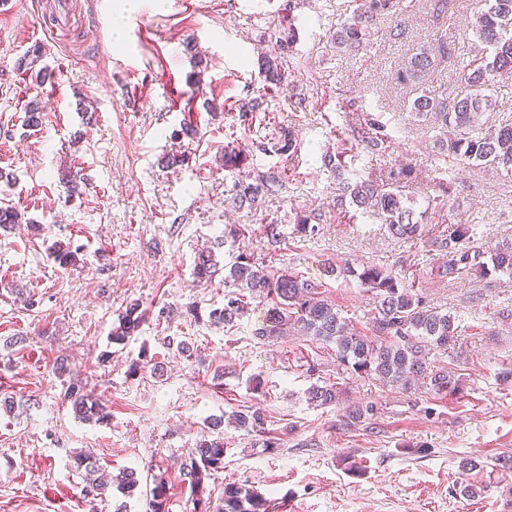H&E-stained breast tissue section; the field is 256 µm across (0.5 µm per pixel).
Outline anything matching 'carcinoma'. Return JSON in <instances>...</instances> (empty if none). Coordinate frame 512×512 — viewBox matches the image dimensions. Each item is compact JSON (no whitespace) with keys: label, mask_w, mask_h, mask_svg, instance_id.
<instances>
[{"label":"carcinoma","mask_w":512,"mask_h":512,"mask_svg":"<svg viewBox=\"0 0 512 512\" xmlns=\"http://www.w3.org/2000/svg\"><path fill=\"white\" fill-rule=\"evenodd\" d=\"M486 9L477 14L471 24L473 35L480 43L474 58L462 69L460 86L456 95L448 102L430 95L417 97L412 111L417 115L435 118L443 128L469 130V136L458 138L447 136L441 141V149L447 157L465 164L512 171V125L505 124L484 132L478 130L481 117L492 106V95L488 91L499 80L512 78V0H482ZM404 10L403 0H367L366 7L332 34L339 52L359 50L368 29L377 20L392 17ZM291 40L281 36L275 40L270 53L263 56L261 67L265 81L274 87L288 82L287 52ZM452 55L447 43L438 46L434 54L425 49L404 63L397 78L402 83L423 79L433 72L436 56ZM26 126L37 127L43 123L45 108L34 98L25 107ZM375 133L369 137L367 146L377 153L387 151V135L384 125L373 120ZM297 146L292 132H284L277 139L260 140L248 148L227 147L224 149V167L240 168L249 157L263 154H287ZM327 171L336 174L340 194V206L347 204L385 224L395 238H416L422 235L424 225L415 219V212L405 205L403 196L392 183H379L370 177L362 178L356 171L346 169L342 161L328 154L323 159ZM275 177L259 174L253 181H234L230 189L231 204L239 209L255 210L261 205L264 189ZM21 223L16 208L0 202V230H9ZM448 250L445 273L454 278L476 273L483 277L489 270L512 276V250L498 249L490 255V262L483 261L484 252L473 244V229L470 224H458L442 243ZM54 261L61 267L76 263L77 252L70 245L58 242L54 245ZM218 261L209 249L202 251L195 263L193 275L199 283H210L215 279ZM329 275L351 274L360 285L375 294L377 300L372 327L382 337L375 343L369 337L349 327L346 318L328 297L325 296L322 280L305 276L289 268L270 269L253 261L245 252L237 255L230 266L224 282L232 283L235 290L224 295V307L210 313L214 324L234 327L254 300H271L273 308L268 321L256 328L253 336L269 339L279 336H303L336 345V358L340 364L352 369L362 377H370L379 383L411 389L419 383L433 393L447 397L462 393V378L452 370L437 367L428 360L430 351L448 349L461 333L456 318L426 305L413 286L405 284L399 274L376 265H364L360 270L328 265ZM146 311L137 302L126 306L112 328V341L121 343L133 336L145 321ZM67 400L75 417L83 422L103 423L110 418L107 407L80 389L68 388ZM342 389L335 383L313 384L306 391L309 405L326 408L339 403ZM377 414L376 406L369 402L357 404L346 410L350 423L356 425ZM232 422L240 428L257 435L266 431V419L259 407L232 414ZM76 468L84 471L85 495L101 499L112 490L123 495L132 494L139 486L133 471H122L109 478L98 474L97 461L89 451H81L73 457ZM224 468V440L201 439L191 456L182 463L181 474L190 487V492L199 505L197 512H210V501L204 497V480L211 472ZM221 512H271V504L262 495L246 485L227 484L221 496ZM150 512H168L167 489L158 481L151 489Z\"/></svg>","instance_id":"1"}]
</instances>
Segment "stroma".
Returning <instances> with one entry per match:
<instances>
[{"label":"stroma","instance_id":"1","mask_svg":"<svg viewBox=\"0 0 512 512\" xmlns=\"http://www.w3.org/2000/svg\"><path fill=\"white\" fill-rule=\"evenodd\" d=\"M0 0V200L22 222L0 234V512H149L153 478L168 482L169 512H195L179 465L203 437L222 435L224 468L206 481L212 497L225 484H246L275 508L290 512H512V472L497 458L512 456V277L492 273L451 280L440 246L455 225L477 227L483 249L512 247V174L446 160L441 126L412 112L416 97L452 98L460 84L455 63L437 61L427 81L403 84L396 73L421 49L448 42L458 61L472 55L466 29L480 0H414L399 16L373 25L362 49L337 53L330 36L366 0H141L113 20L120 0ZM293 37L289 87L266 95L252 123L239 120L242 104L266 85L259 58L272 36ZM41 46L42 78L18 61ZM203 83L193 86L192 75ZM264 94V93H263ZM47 107L41 126L24 127V104ZM213 100V116L203 107ZM378 119L389 149L359 145L349 167L385 180L413 167L398 183L407 205L421 213L414 240L391 236L380 221L336 206V180L323 166L342 139L368 135ZM191 124L197 137L181 135ZM298 137L295 153L256 154L239 173L221 156L229 143ZM187 157L166 168L168 153ZM80 171L75 193L60 186L57 170ZM274 174L257 211L236 210L225 198L237 175ZM446 195L445 208L428 207ZM314 215L312 234H296L299 217ZM246 225L244 237L233 234ZM277 225L270 245L265 228ZM220 264L239 252L274 268L320 276L323 261L342 267L375 264L395 269L427 305L455 314L462 331L436 366L457 372L464 390L440 398L426 388L381 385L344 369L332 343L301 336L260 340L253 329L268 303H252L237 325L211 324L223 307L222 280L197 285L200 250L214 246ZM63 241L78 247L74 266L49 255ZM327 294L355 328L368 332L375 296L351 276L327 280ZM35 306H28V299ZM149 318L122 344L110 340L130 302ZM191 343V357L168 340ZM67 358L66 371L56 369ZM160 361L163 375L139 367ZM262 388L253 391L252 377ZM337 383L338 405L317 408L305 392L313 383ZM98 398L107 423L75 418L64 394L71 384ZM374 403L375 420L351 425L345 408ZM261 406L277 439L266 448L255 434L209 418ZM88 450L115 474L135 469L133 496L113 492L91 506L74 452ZM465 458L478 468L466 471ZM364 473L348 471V461ZM481 487L480 495L462 492Z\"/></svg>","mask_w":512,"mask_h":512}]
</instances>
